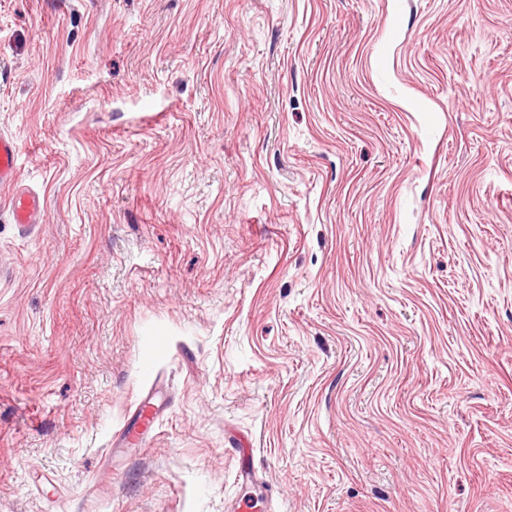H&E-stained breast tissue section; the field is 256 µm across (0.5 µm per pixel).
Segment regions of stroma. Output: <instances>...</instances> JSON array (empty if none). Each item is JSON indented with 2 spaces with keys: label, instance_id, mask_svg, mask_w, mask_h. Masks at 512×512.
Masks as SVG:
<instances>
[{
  "label": "stroma",
  "instance_id": "stroma-1",
  "mask_svg": "<svg viewBox=\"0 0 512 512\" xmlns=\"http://www.w3.org/2000/svg\"><path fill=\"white\" fill-rule=\"evenodd\" d=\"M1 133L0 512H512V0H0ZM19 147L11 136L0 135V184L17 180ZM13 223L35 224L43 211V202L39 195L21 193L11 203ZM159 419V410L150 400L142 401L139 410V424L137 427L129 430L124 434L127 435V443L131 445H143V436L149 430H152Z\"/></svg>",
  "mask_w": 512,
  "mask_h": 512
}]
</instances>
